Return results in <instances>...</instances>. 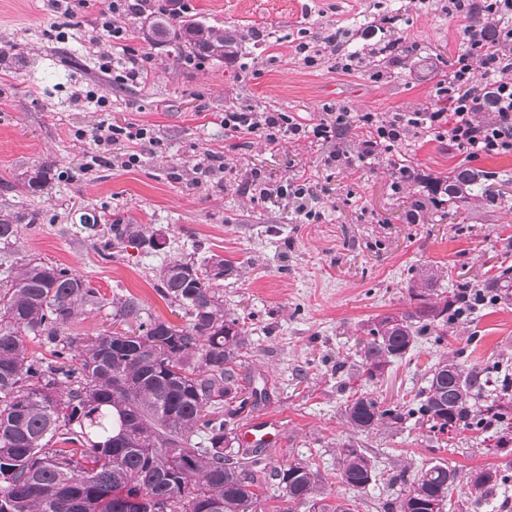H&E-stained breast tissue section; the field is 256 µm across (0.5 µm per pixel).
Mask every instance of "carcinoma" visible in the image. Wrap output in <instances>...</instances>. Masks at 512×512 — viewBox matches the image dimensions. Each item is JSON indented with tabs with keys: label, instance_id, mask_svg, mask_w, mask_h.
Returning a JSON list of instances; mask_svg holds the SVG:
<instances>
[{
	"label": "carcinoma",
	"instance_id": "obj_1",
	"mask_svg": "<svg viewBox=\"0 0 512 512\" xmlns=\"http://www.w3.org/2000/svg\"><path fill=\"white\" fill-rule=\"evenodd\" d=\"M151 43L183 45L223 58L236 38L202 22L176 29L157 21ZM363 65L382 72L387 56L374 47L360 53ZM52 164L27 174L29 195L48 182ZM461 191L490 205L502 194L484 174L468 175ZM39 220L29 207L0 214V252L13 253L24 229ZM103 248L115 244L160 250L156 232L143 224L114 221ZM238 266L218 255L201 261L174 259L156 273L160 297L181 325L141 316L133 296L112 301L113 318L129 323L130 339L114 331L81 338L69 326L103 298L89 281L54 262L29 258L0 271V512H140L150 496L166 512H269L265 490L282 489L275 512H355L353 504L330 503L313 466L297 461L270 464L261 451L235 446V419L258 401L246 393L241 371L251 347L240 320L224 310L222 282ZM497 300H512V276L485 284ZM413 308L379 315L359 338L361 364L339 382L349 391L342 410L354 431L391 429L404 421L433 432L471 429L507 408L487 391L477 371L453 360L431 366L429 384L405 410L373 396L368 383L403 359L418 337L440 332L465 307L459 288L437 291L435 276L423 272L409 289ZM45 340L52 359L28 356V338ZM336 477L352 490L385 480L403 490L387 512H443L460 482L446 463L388 477L355 445H341ZM498 472L466 475L468 494L478 498L498 485Z\"/></svg>",
	"mask_w": 512,
	"mask_h": 512
}]
</instances>
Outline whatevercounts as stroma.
I'll use <instances>...</instances> for the list:
<instances>
[{"label": "stroma", "mask_w": 512, "mask_h": 512, "mask_svg": "<svg viewBox=\"0 0 512 512\" xmlns=\"http://www.w3.org/2000/svg\"><path fill=\"white\" fill-rule=\"evenodd\" d=\"M187 18L240 36L237 61L208 58L204 67L184 65L170 45L145 40L147 22L129 20L131 46L151 53L157 74L144 87L118 90L89 49L90 28L70 30L67 40H48L46 29L60 21L48 0H0V47L13 62L0 65V208L22 198L17 185L27 172L52 163L48 183L30 204L41 213L23 233L9 258L20 265L31 256L65 266L89 280L104 299L136 297L143 316L171 319L158 295L156 272L176 258L217 254L237 262L225 279L224 307L241 320L253 356L245 371L259 404L240 416L279 422L282 439L267 448L275 465L302 460L319 472L330 500H353L358 512H383L398 487L385 484L352 490L336 477L338 448L350 442L388 471L444 462L466 472L493 468L504 476L488 499L475 502L463 491L454 497L460 512H512V417L493 420L476 433V443L448 439L413 422L395 430L357 434L347 426L338 388L340 362L356 363V339L376 316L412 308L409 286L419 269L436 271L438 290L490 280L512 268V199L497 207L473 199L427 202L433 181L456 168L492 173L512 195V154L476 159L434 136L410 140L403 157L420 179L403 193L392 189L390 160L360 161L359 134L343 145L286 141L271 148L251 136L229 138L214 122L228 105H250L319 118L325 106L354 112L415 111L433 105V64L452 61L461 48L457 25L421 0H190ZM373 17L385 36H401L417 55L391 64V74L372 82L345 73L335 60L314 69L296 58L299 32L315 38L326 29L348 34L351 48L363 44L357 20ZM250 71H242L241 63ZM93 87L109 101L108 111L76 106L73 86ZM137 123L156 138L138 166L122 168L108 158L81 169L86 155L99 153L91 133L99 123ZM351 164L328 168L336 149ZM224 156L225 172L197 174L200 151ZM265 182L303 173L315 184L319 221L304 224L292 204L254 201L247 190L253 171ZM423 201L417 222L405 212ZM102 223L115 218L163 231L158 251L115 247L83 223L85 214ZM450 359L475 369L503 400H512V303H488L449 323L444 335L419 337L402 360L387 367L372 386L387 406L410 404L426 385L430 367Z\"/></svg>", "instance_id": "1"}]
</instances>
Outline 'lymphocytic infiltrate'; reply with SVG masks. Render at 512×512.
<instances>
[{
    "instance_id": "obj_1",
    "label": "lymphocytic infiltrate",
    "mask_w": 512,
    "mask_h": 512,
    "mask_svg": "<svg viewBox=\"0 0 512 512\" xmlns=\"http://www.w3.org/2000/svg\"><path fill=\"white\" fill-rule=\"evenodd\" d=\"M469 2L448 0L449 18L461 23V48L448 66L447 77L436 84L437 95L447 99V107L394 112L384 119L375 112H353L340 106L325 110L319 120L303 123L289 112H260L250 106L232 105L225 107L220 116L225 133L233 137L249 135L275 147L287 140L329 143L353 127L362 132L361 157L365 160L399 151L408 139L425 134L469 156L512 154V27L498 29L490 44L480 36L482 26L512 14V0H482L484 9L477 15L470 14ZM54 4L63 18L85 17L87 0H54ZM189 11L187 0H109L106 10L85 17L110 45L99 59L102 69L111 73L113 85L144 86L155 73V56L129 46L126 17L147 13L179 16ZM93 138L100 146L121 147V164L128 169L139 164L143 148L154 142L151 129L135 123L99 124ZM258 195L263 201L280 198L297 202L306 223L319 217L306 205L313 195V185L304 175L261 186Z\"/></svg>"
}]
</instances>
